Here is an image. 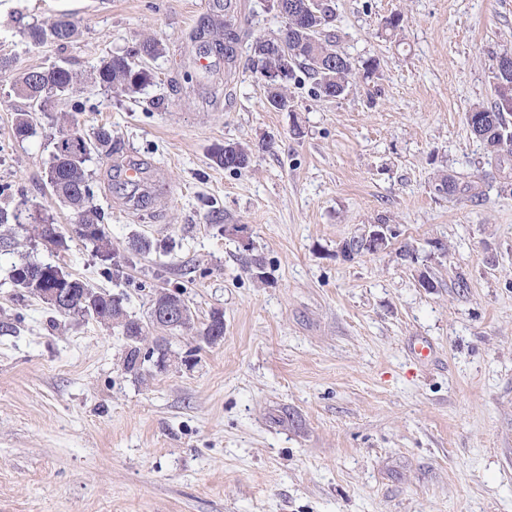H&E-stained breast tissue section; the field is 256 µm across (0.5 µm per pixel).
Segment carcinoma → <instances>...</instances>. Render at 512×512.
Instances as JSON below:
<instances>
[{
    "mask_svg": "<svg viewBox=\"0 0 512 512\" xmlns=\"http://www.w3.org/2000/svg\"><path fill=\"white\" fill-rule=\"evenodd\" d=\"M282 18L284 25L278 36L259 38L250 44L248 65L252 73L263 84L267 104L276 111H285L288 101V86H273L264 70L273 66L286 71L288 79L296 78V72L304 73L312 83L314 94L332 98L343 95L349 88L356 66L350 57L340 50H335L332 57L320 61L316 51L324 45H336L335 35L323 33V28L334 16L333 8L323 4L320 9H313L307 0H282ZM75 24L66 17L56 21L50 29V35L64 44L75 35ZM241 34L231 25H225L224 42H215L224 46V61L231 64L238 57L237 44ZM160 52L157 41H146L134 49L112 56L104 62L95 73V80L108 87L132 91L147 80L143 62L155 57ZM494 101L489 107L477 105L470 109L474 115L488 122L491 136L496 130L504 132L507 140L512 141V127L505 126V117L512 115V75L503 76L497 72L494 76ZM16 94L26 100L29 109L16 113L14 123L15 136L26 138L33 133L31 109L37 107L45 110L53 102H65L77 92V82L72 71L62 65H52L34 69L20 74L14 82ZM86 137L76 129H68L54 142L52 162L48 171L51 195L59 202L70 207L78 218V223L86 226L91 233L83 239L93 243L99 253L111 249L104 228L103 216L92 205L93 194L85 174V163L94 153L102 154L112 149V135L104 127L94 135L92 149L86 150ZM272 147V140H262L257 145L228 143L218 146L212 152L214 162L229 170H243L251 162L254 152L267 151ZM438 191L453 196L461 192L456 176L440 174L437 177ZM32 218L27 209L16 206L12 209L0 207V245L10 244L15 228H22L26 220ZM60 267L52 264L23 262L14 266L12 281L18 288L34 293L30 288L29 276H38L39 288H67L72 291L71 299L81 303L85 292L99 294L98 312L102 316L112 311L113 294L98 290L79 278L66 274V280L58 279ZM125 368L140 375L144 364L139 361L137 347L125 341Z\"/></svg>",
    "mask_w": 512,
    "mask_h": 512,
    "instance_id": "1",
    "label": "carcinoma"
}]
</instances>
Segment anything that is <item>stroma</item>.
Here are the masks:
<instances>
[{
    "label": "stroma",
    "mask_w": 512,
    "mask_h": 512,
    "mask_svg": "<svg viewBox=\"0 0 512 512\" xmlns=\"http://www.w3.org/2000/svg\"><path fill=\"white\" fill-rule=\"evenodd\" d=\"M332 5L341 50L377 71L337 98L290 84L294 109L277 112L247 67L250 41L283 25L266 0H233L248 39L230 72L214 54L196 64L209 0H0V206L25 203L67 240L22 233L0 250V512H512V156L467 124L512 50V0ZM64 13L70 42L29 40ZM149 39L163 51L139 90L95 82ZM54 64L80 79L71 122L112 133L86 174L114 271L50 195L57 110L13 134L17 74ZM265 137L241 171L211 159ZM129 159L152 184L137 209L115 174ZM441 173L471 194L438 193ZM377 224L385 248L344 260ZM137 237L150 252L130 251ZM25 259L123 295L143 320L155 290L179 289L196 323L222 312L224 336L176 333L168 370L137 378L117 329L13 284Z\"/></svg>",
    "instance_id": "35a3bbf8"
}]
</instances>
